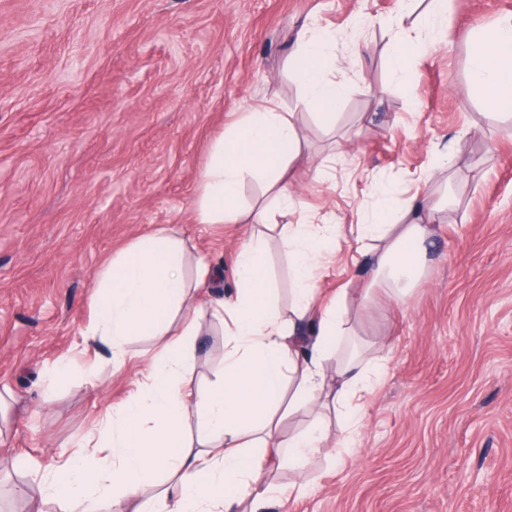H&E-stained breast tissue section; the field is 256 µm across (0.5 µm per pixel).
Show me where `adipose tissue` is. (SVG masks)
Returning a JSON list of instances; mask_svg holds the SVG:
<instances>
[{
  "instance_id": "ef3b65f1",
  "label": "adipose tissue",
  "mask_w": 512,
  "mask_h": 512,
  "mask_svg": "<svg viewBox=\"0 0 512 512\" xmlns=\"http://www.w3.org/2000/svg\"><path fill=\"white\" fill-rule=\"evenodd\" d=\"M329 33L316 30L304 39L295 77L305 104L321 123L336 121L346 88L332 79ZM473 85L497 110H512V15L477 37L470 58ZM294 115L264 107L246 113L213 142L202 169L195 210L199 224H239L249 218L264 230L246 241L236 256L237 292L210 305L206 314L224 325V361L207 390L190 389L183 371L198 335L197 324L171 332L170 318L189 309L192 292L219 278L204 254L195 258V278L183 267L187 247L171 228L161 227L132 243L101 267L92 297L95 323L90 341L99 362L84 372L94 377L99 363H120L131 337H165L149 362L137 394L106 409L93 440L95 452L70 456L48 471L33 469L64 512H100L111 500L114 512H231L237 498L251 499L263 512L273 487L267 481L262 451L279 449L282 465L295 466L314 453L328 433L338 447H350L363 426L369 396L386 369L383 360L358 352L339 354L338 340L356 334L359 313L371 299V283L382 281L399 299L423 275L429 244L442 204L389 198L354 233L371 257L369 279L340 289L321 304L316 272L336 243V227L308 220L289 223L300 207L286 175L302 156ZM255 179L274 189L280 222L267 209L240 202V188ZM275 236L288 255L292 274L289 318H282L268 270L266 238ZM318 323L316 335L304 329ZM290 400H283L284 388ZM292 413H311L305 430L277 436L280 405ZM334 411L328 428L322 410ZM197 413L195 434L185 417Z\"/></svg>"
}]
</instances>
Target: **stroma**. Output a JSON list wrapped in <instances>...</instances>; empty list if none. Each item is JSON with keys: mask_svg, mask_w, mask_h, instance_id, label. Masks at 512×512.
I'll list each match as a JSON object with an SVG mask.
<instances>
[{"mask_svg": "<svg viewBox=\"0 0 512 512\" xmlns=\"http://www.w3.org/2000/svg\"><path fill=\"white\" fill-rule=\"evenodd\" d=\"M449 6L444 24L415 0L406 23L422 46L406 84L377 24L401 0H0V388L13 393L0 512H60L17 494L27 464L78 454L165 342L134 337L121 370L84 376L104 263L171 226L223 268L202 300L234 290L254 226L195 223L197 188L212 142L269 103L298 115L305 160L291 179L304 214L341 226L322 300L365 278L351 226L382 193L452 204L406 300L375 284L358 321L388 369L355 446L321 448L298 471L267 456L277 497L264 512H512V133L468 73L477 33L512 15V0ZM312 27L335 35L348 86L332 131L303 114L293 75ZM193 320L180 313L171 328ZM197 323L195 388L224 356L221 324ZM64 360L71 374L48 383ZM298 479L305 493L289 496Z\"/></svg>", "mask_w": 512, "mask_h": 512, "instance_id": "1", "label": "stroma"}]
</instances>
